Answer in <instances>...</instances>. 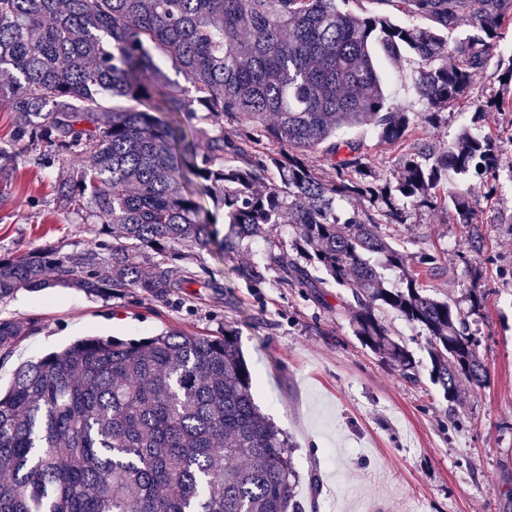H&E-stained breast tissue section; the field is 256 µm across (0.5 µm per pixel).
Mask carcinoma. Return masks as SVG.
<instances>
[{"mask_svg":"<svg viewBox=\"0 0 512 512\" xmlns=\"http://www.w3.org/2000/svg\"><path fill=\"white\" fill-rule=\"evenodd\" d=\"M340 1L348 2L0 0V94L12 102L15 129L0 159L14 163L45 144L36 164L71 165L57 189L64 207L90 209L98 233L115 234L94 250L1 256L0 300L61 286L91 295L136 288L160 301L192 284L183 249L233 244L184 191L181 174L191 169L239 240L277 224L294 229L295 256L269 251L267 262L240 267V278L260 285L275 269L300 287H346L340 307L355 335L405 379L417 378L416 361L389 336L384 310L426 330L431 374L448 399L485 384L465 317L424 285L433 257L411 266L378 224L405 223L408 203L478 223L457 182L499 181L501 141L480 118L512 112V54H492L512 26V0H383L431 26ZM450 30L459 32L452 41ZM380 52L424 62L411 81L430 121L465 98L491 61L499 72L497 91L454 141L438 151L417 144L383 185L364 143L336 137L371 126L380 141H397L417 123L419 113L389 103ZM163 101L185 121L153 115ZM226 122L238 127L232 138ZM316 150L336 179L308 163ZM76 157L90 167L72 165ZM338 199L363 209L343 214ZM369 254L402 271L403 287H383ZM26 334L0 318V360ZM297 485L288 443L257 408L230 330L87 336L19 367L0 391V512H302Z\"/></svg>","mask_w":512,"mask_h":512,"instance_id":"carcinoma-1","label":"carcinoma"}]
</instances>
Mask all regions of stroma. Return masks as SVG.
I'll return each instance as SVG.
<instances>
[{
    "label": "stroma",
    "mask_w": 512,
    "mask_h": 512,
    "mask_svg": "<svg viewBox=\"0 0 512 512\" xmlns=\"http://www.w3.org/2000/svg\"><path fill=\"white\" fill-rule=\"evenodd\" d=\"M380 64L390 102L420 113L416 136L437 148L498 88L494 67L477 72L467 101L449 105L432 125L423 117L426 102L404 89L409 73L385 58ZM352 135L365 142V162L381 183L395 177L412 146L378 142L364 129ZM64 175L27 162L0 178V256L96 248V225L56 198ZM464 187L477 223L457 224L448 210L412 204L406 223L380 226L412 259L434 256L438 270L426 280L431 294L453 301L476 338L488 381L466 388L458 401H448L431 377L426 331L397 314L383 319L415 358L413 383L355 336L348 313L337 312L349 289L332 286L318 298L273 272L258 286L239 278L238 267L265 252L268 242L260 240L226 256L188 254L184 264L196 283L164 301L136 289L96 297L64 287L0 301V317L33 327L0 361V386L8 387L26 362L86 336H218L229 328L257 405L292 446L307 512H503L502 492L512 485V178L501 175L494 191L477 179ZM474 239L479 248H471ZM475 287L487 292L476 315L469 302Z\"/></svg>",
    "instance_id": "35a3bbf8"
}]
</instances>
